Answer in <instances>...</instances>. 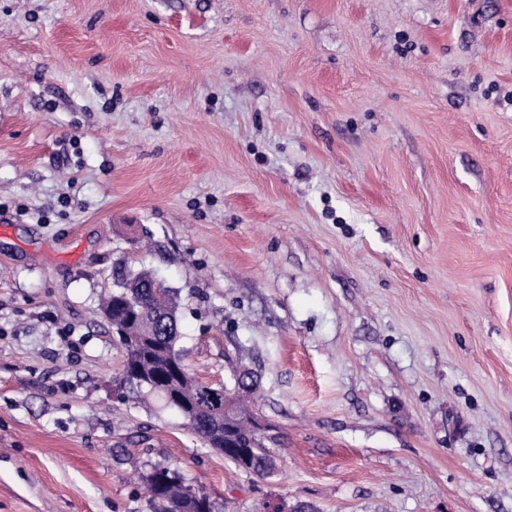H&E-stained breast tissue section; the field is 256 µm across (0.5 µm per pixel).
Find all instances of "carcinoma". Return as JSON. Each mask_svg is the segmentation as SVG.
Listing matches in <instances>:
<instances>
[{
  "instance_id": "carcinoma-1",
  "label": "carcinoma",
  "mask_w": 512,
  "mask_h": 512,
  "mask_svg": "<svg viewBox=\"0 0 512 512\" xmlns=\"http://www.w3.org/2000/svg\"><path fill=\"white\" fill-rule=\"evenodd\" d=\"M104 305L112 306L116 321L143 335L140 348L125 357L123 365L140 363L147 371H169L168 361L180 357L176 344L181 336L175 302L167 289L154 286L153 275L137 272L123 278ZM224 392V414L200 413L190 429L202 439L224 423V457L238 469L258 477L268 476L274 460L257 434V423L250 411L241 406L233 393L220 384ZM153 512H218L210 496L187 484L169 464H155L146 476Z\"/></svg>"
}]
</instances>
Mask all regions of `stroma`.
<instances>
[{"label":"stroma","instance_id":"obj_1","mask_svg":"<svg viewBox=\"0 0 512 512\" xmlns=\"http://www.w3.org/2000/svg\"><path fill=\"white\" fill-rule=\"evenodd\" d=\"M275 471L129 395L119 275ZM512 512V0H0V512ZM250 382H247V380ZM196 388H184L183 396L188 400L194 397L195 391H204L207 388H220L224 392V414L220 416L210 415L201 412L199 418L194 405L183 403L178 393L173 394V399L180 402L181 415L188 427L204 441L214 431L216 423L223 424L224 432L216 430L214 438L207 444L217 452H224V457L235 464L238 469L254 474L258 477L268 476L274 469V460L268 454L263 440L257 434V423L250 411L241 406L233 396L236 388L238 390H254L258 384L250 377V373H243L236 382L235 390L231 393L224 384H205L197 382ZM224 418V420H223ZM146 482L153 512H218L210 496L187 484L170 464L153 465Z\"/></svg>","mask_w":512,"mask_h":512}]
</instances>
